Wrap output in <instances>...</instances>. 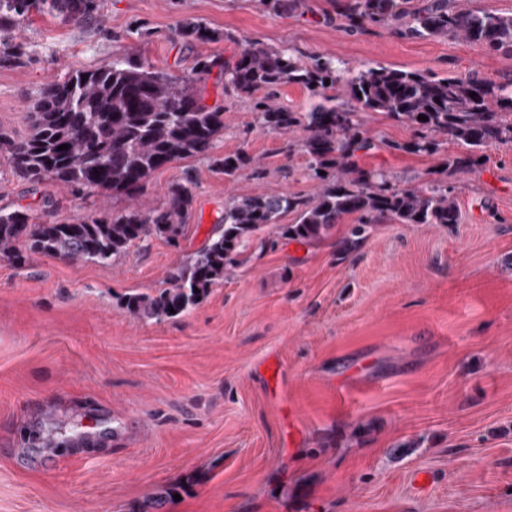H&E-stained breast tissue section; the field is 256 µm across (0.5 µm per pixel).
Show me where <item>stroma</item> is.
<instances>
[{
  "instance_id": "35a3bbf8",
  "label": "stroma",
  "mask_w": 512,
  "mask_h": 512,
  "mask_svg": "<svg viewBox=\"0 0 512 512\" xmlns=\"http://www.w3.org/2000/svg\"><path fill=\"white\" fill-rule=\"evenodd\" d=\"M89 27L37 16L19 35L29 60L0 66V130L28 131L45 83L135 51L190 76L198 58L234 59L246 42L348 66L381 64L512 82V54L408 34L405 23L349 27L338 0L276 14L261 0H102ZM195 18L221 40L188 43ZM224 106L213 153L246 152L263 176L224 180L209 159L157 172L139 196L194 183L178 243L152 238L111 264L35 255L0 262V512H131L177 487L166 512H512V146L449 176L461 221H383L346 258L336 225L298 243L265 227L234 274L178 319L139 320L119 303L153 293L200 249L232 198L309 196L299 133L261 130L254 100L204 84ZM382 147L361 155L403 188L437 157L387 149L410 138L382 114L362 126ZM52 199L66 220L122 195L31 185L0 163V208Z\"/></svg>"
}]
</instances>
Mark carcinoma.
I'll return each mask as SVG.
<instances>
[{"label":"carcinoma","instance_id":"obj_1","mask_svg":"<svg viewBox=\"0 0 512 512\" xmlns=\"http://www.w3.org/2000/svg\"><path fill=\"white\" fill-rule=\"evenodd\" d=\"M342 16L352 27L367 22L388 26L410 18L416 36L450 37L512 53V15L477 12L466 0H431L413 10L409 0H345ZM58 16L75 25L102 22L101 0H0V65L27 54L17 31L35 15ZM187 42H213L218 31L199 20L180 30ZM224 87L241 95L283 84L301 85L312 95L334 89L355 102L344 108L325 97L307 112H295L266 95L254 102L263 130L303 132L302 152L319 180L309 197L291 193H255L232 199L208 242L189 261L169 272L168 287L157 294H127L122 306L143 320L187 315L228 278L262 228L284 213L282 236L301 243L325 238L344 218L356 217L340 241L339 253L356 250L381 219L401 224L461 223L454 187L432 179L421 188H401L383 170H364L356 154L378 147L362 132L364 116L384 114L413 131L402 143L385 147L411 154L439 156L435 173L448 174L481 165L485 151L512 143V88L475 73L435 78L382 65L349 67L329 56L306 59L286 51L248 43L234 61L197 60L193 76L178 79L155 69L128 51L112 63L76 71L43 84L31 112L28 132L13 138L0 132V154L13 174L31 184L51 181L64 189L107 196L134 197L150 178L174 161L205 155L224 129V107L204 102L198 84L213 69ZM476 93L470 97L469 93ZM428 120L422 121L418 116ZM66 144L68 149L59 146ZM457 150L450 152L448 146ZM228 180L258 170L244 152L212 159ZM194 202L191 181L173 183L164 206L132 202L106 216H78L67 222H35L30 206L0 208V260L22 265L31 254L107 265L149 238L175 243L184 235ZM172 489H159L137 512H161Z\"/></svg>","mask_w":512,"mask_h":512}]
</instances>
